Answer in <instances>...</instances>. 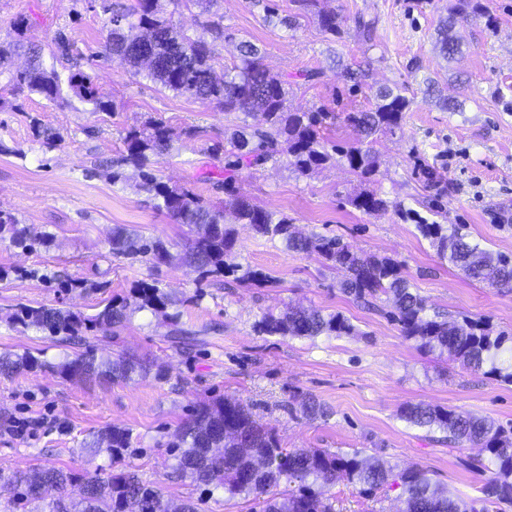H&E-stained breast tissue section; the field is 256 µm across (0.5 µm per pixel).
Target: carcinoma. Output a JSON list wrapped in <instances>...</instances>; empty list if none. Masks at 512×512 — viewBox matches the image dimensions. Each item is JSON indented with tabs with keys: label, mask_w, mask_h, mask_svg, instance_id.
I'll use <instances>...</instances> for the list:
<instances>
[{
	"label": "carcinoma",
	"mask_w": 512,
	"mask_h": 512,
	"mask_svg": "<svg viewBox=\"0 0 512 512\" xmlns=\"http://www.w3.org/2000/svg\"><path fill=\"white\" fill-rule=\"evenodd\" d=\"M218 0H103V52L124 60L134 70L161 88L202 103L215 102L224 114L235 115L237 123L224 131V171L219 182L224 190V205L203 201L187 189L171 186L157 174V165L173 148L174 130L163 120H150L143 128H133L125 136L126 151L112 162V183L125 180L123 168L139 173V190L148 194L155 208L167 213L176 223L190 226L193 237L181 251L171 252L159 237L147 238L133 228L112 230V253L117 256H142L157 264L186 266L203 278L222 277L241 272L243 285L269 282L262 273L244 269L234 262L236 231L232 224H247L259 236L280 242L294 254L316 253L323 264L342 273L339 288L355 301L386 297L394 309L393 317L401 335L425 353L448 354L466 368L512 384V346L506 336L493 334L488 323L469 318L449 320L429 309L414 288L400 262L389 257L363 255L353 251L338 236H305L296 230L288 215L257 205L236 182L245 170H253L284 155L298 176H307L329 165L342 163L365 181H371L377 168L374 149L376 136L393 134L400 128L412 99L403 91L379 88L370 108L349 112L344 121L359 135L356 145L339 150L320 135L331 112L295 111L286 108V81L265 66L260 49L249 40L238 44L239 63L219 75L213 67L217 43L224 40V25L209 20L202 32L192 36L177 29L173 12L193 5L210 13ZM293 14L284 23L311 17L322 31L339 36L342 20L330 0H291ZM485 15L483 0H451L448 15L441 21L436 47L445 59L462 54L453 35L456 26ZM359 41L373 45L376 20L354 17ZM73 42L63 31L53 39L52 59L70 61ZM12 51L0 46V74L8 73L17 91L40 95L61 105L78 96L93 105L95 112H109L113 105L99 97L94 78L72 68L58 70L47 65L43 50L27 47L28 63L22 69L9 66ZM259 114L260 126L247 123ZM349 203L366 213L382 212L391 206L375 189H363ZM233 223L226 222V215ZM10 212L0 210V235L9 233L24 249L49 241V235L30 236L17 227ZM416 230L438 256L470 279L493 288L512 292V260L487 250L470 240L458 224H440L420 219ZM187 299L144 283L132 299L121 304L108 303L92 316L47 305H21L7 320L21 328L47 337L67 341L85 332L104 327H119L139 312L148 311L171 326V341L186 343L190 332L179 327L178 307ZM255 331L267 336L314 339L354 332V326L339 313L290 306L278 314L268 311L255 322ZM49 367L74 384H110L138 376L147 377L149 361L126 353L112 358L96 356L90 348L58 363H46L29 351L0 355V377L10 378L34 369ZM300 412L309 418H326L330 410L313 396L298 402ZM400 419L411 426L446 435L448 442L470 443L489 454L486 468L491 473L482 492L484 501L512 504V430L493 420L457 412L440 406L410 403L400 410ZM132 432L111 428L99 431L91 442L95 453H106L116 463L132 456ZM173 459L172 478L192 486L221 489L225 498L253 501L262 512H335L330 486L343 478L359 487L360 494L376 496L381 489L397 486L399 512H485L475 502L453 493L435 481L428 470L409 467L399 472L375 455L356 449L338 452L329 449L284 448L276 434L260 424L252 406L236 398H217L198 403L193 413L179 426L175 438L165 444ZM286 488H280L281 483ZM80 486L76 498L68 487ZM0 502L3 512H196L188 499L173 498L155 483L132 470L102 473L95 470L77 475L55 466L37 467L26 472L0 467Z\"/></svg>",
	"instance_id": "cac0c4a2"
}]
</instances>
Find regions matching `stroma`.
I'll return each instance as SVG.
<instances>
[{"mask_svg": "<svg viewBox=\"0 0 512 512\" xmlns=\"http://www.w3.org/2000/svg\"><path fill=\"white\" fill-rule=\"evenodd\" d=\"M483 2L487 17L457 26L462 53L447 60L435 41L448 0H335L343 18L338 38L311 19L283 25L289 0H223L229 38L218 46L214 68L220 73L236 62L239 40L253 42L268 68L288 79L293 111L322 106L354 112L371 106L372 89L407 87L410 110L396 133L379 136L375 145L379 166L372 186L392 201L388 211L351 206L349 196L365 183L340 164L299 177L286 162H269L243 174L239 187L253 202L288 214L304 233L339 235L357 252L401 262L430 309L512 334V293L442 262L413 222L394 209L399 203L439 223L464 225L472 240L512 256V112L500 96L512 87V0ZM359 14L377 21L374 46L355 36ZM20 17L28 23L26 41L43 50H50L57 31L68 33L74 61L114 109L96 112L75 97L55 106L15 91L0 75V210L12 212L29 234L51 236L33 251L0 239V352L27 350L54 363L92 344L103 356L123 350L146 355L160 374L105 386L77 385L47 369L0 377V466L108 469L111 458L91 455L90 441L100 430L127 428L138 449L127 465L165 493L197 501L198 512H260L257 503L228 501L223 491L209 494L170 476L165 443L195 405L224 396L251 404L286 447L363 448L394 469L424 468L461 496L479 498L489 473L467 463L484 458L482 448L443 442L440 433L409 426L399 412L421 402L510 428L512 384L420 351L402 336L389 303H357L339 291V273L318 255L288 252L245 224L235 227V257L269 275L262 286L201 282L186 267L113 255L112 229L118 225L161 237L177 250L191 237L189 226L174 223L137 189L133 169L113 184L112 161L123 153L127 131L151 117L181 131L159 175L215 203L224 197L215 186L224 176V159L213 148L234 119L218 104L158 89L132 76L120 59L98 56L104 15L94 0H0V43L14 39L12 23ZM357 66L369 73L362 87L345 76L346 68ZM307 72L314 80H304ZM430 79L443 96L461 102V111L443 110L426 95ZM37 122L59 132L61 141L43 146L34 135ZM423 164L436 171L438 186L425 187ZM152 281L184 297L182 326L196 334L197 346L172 344L169 326L148 313L119 328L86 333L79 344L47 339L5 319L20 304L91 316ZM291 303L342 314L356 331L314 340L255 332L264 311ZM304 394L329 407L330 417L289 412V401ZM32 418L45 421L33 435L7 433L9 423ZM331 493L336 512L399 507L395 492L367 499L344 479Z\"/></svg>", "mask_w": 512, "mask_h": 512, "instance_id": "35a3bbf8", "label": "stroma"}]
</instances>
